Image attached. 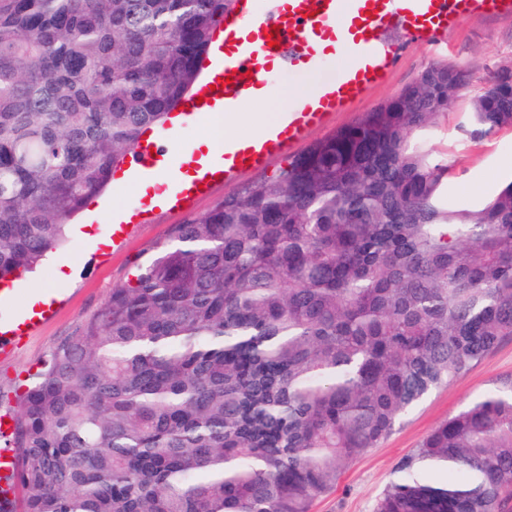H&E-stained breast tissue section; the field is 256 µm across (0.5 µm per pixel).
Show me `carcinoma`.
Listing matches in <instances>:
<instances>
[{"instance_id":"cac0c4a2","label":"carcinoma","mask_w":512,"mask_h":512,"mask_svg":"<svg viewBox=\"0 0 512 512\" xmlns=\"http://www.w3.org/2000/svg\"><path fill=\"white\" fill-rule=\"evenodd\" d=\"M234 0H0V281L57 250L194 85ZM473 77L433 65L175 228L30 377L22 512H311L512 336V180L448 204L430 143ZM512 129V62L469 99ZM375 512H512V381L436 425Z\"/></svg>"}]
</instances>
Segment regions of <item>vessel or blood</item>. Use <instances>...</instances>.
<instances>
[{
    "label": "vessel or blood",
    "mask_w": 512,
    "mask_h": 512,
    "mask_svg": "<svg viewBox=\"0 0 512 512\" xmlns=\"http://www.w3.org/2000/svg\"><path fill=\"white\" fill-rule=\"evenodd\" d=\"M489 17L512 18V0H236L224 17V39L212 45L207 83L182 108L181 121L205 116L235 118L242 104L266 97L288 73L327 71L312 94L289 101L276 124L200 146L183 154L181 174L190 176L176 192L155 182L175 154L173 133L144 136L126 169L135 183H152L167 209L191 204L214 184L229 185L270 159L292 151L309 133L324 128L384 83L409 45L446 40L462 24ZM395 31L399 40H387ZM41 304L32 312L0 318V355L32 335ZM11 415H0V512H11L17 494L18 461L6 445Z\"/></svg>",
    "instance_id": "vessel-or-blood-1"
}]
</instances>
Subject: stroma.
<instances>
[{"instance_id":"obj_1","label":"stroma","mask_w":512,"mask_h":512,"mask_svg":"<svg viewBox=\"0 0 512 512\" xmlns=\"http://www.w3.org/2000/svg\"><path fill=\"white\" fill-rule=\"evenodd\" d=\"M509 60H512V19L465 23L449 35L443 46L410 47L384 85L373 89L351 111L335 114L328 129L315 130L308 139L312 142L322 139L328 130L355 122L365 112L395 96L432 65H474L472 87L477 90L483 87L490 69ZM319 78V73L313 72L275 83L265 102L248 104L231 120V133H250L257 123L275 117L277 103L283 96ZM467 106V100H460L456 111L440 120L432 136L433 146L448 153L454 165L448 196L459 208L479 206L501 183L512 179V130L471 139L461 128ZM291 159V154H283L259 170L241 176L232 185L214 186L186 211L151 213L147 222L134 225L127 240L117 246L110 243L111 212L129 209L141 194L120 181H112L102 195L74 218L67 229L64 246L12 285V310H24L30 296L43 288L52 289L58 302L33 336L0 358V407H15L28 375L39 368L60 340L94 316L113 289L133 279L137 269L171 238L176 225L204 215L225 196L272 176ZM511 378L512 336H508L469 372L433 391L377 448L350 463L336 489L315 500L311 512H374L383 489L397 478L398 464L405 455L416 449L437 424Z\"/></svg>"}]
</instances>
